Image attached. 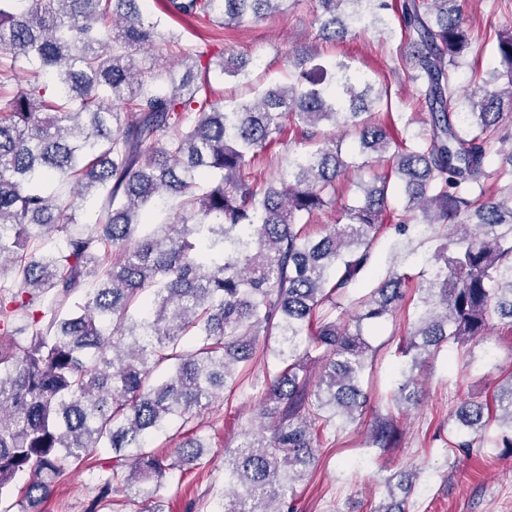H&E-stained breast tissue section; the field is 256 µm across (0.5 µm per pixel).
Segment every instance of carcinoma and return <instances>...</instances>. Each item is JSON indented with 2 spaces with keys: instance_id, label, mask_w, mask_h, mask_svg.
Listing matches in <instances>:
<instances>
[{
  "instance_id": "1",
  "label": "carcinoma",
  "mask_w": 512,
  "mask_h": 512,
  "mask_svg": "<svg viewBox=\"0 0 512 512\" xmlns=\"http://www.w3.org/2000/svg\"><path fill=\"white\" fill-rule=\"evenodd\" d=\"M140 0H0V52L35 65L33 83L0 106V503L22 494L42 512L57 481L112 467L85 512L127 502L165 512L164 479L210 447L194 426L216 399L255 387L249 362L272 361L254 409L257 431L224 449V512H297L293 488L317 467L320 439L359 421L377 349L362 336L410 303L395 353L391 403L419 404L414 371L445 347L473 359L498 320L512 328V169L489 185L492 144H512V29L496 34L503 71L458 80L475 42L456 0H402L395 55L428 112L399 134L373 120L391 110L343 60L297 55V73L245 102L215 98L210 74L249 79L243 58L207 55L163 35ZM285 0H165L169 16L224 28L263 21ZM318 37L393 36L387 0H317ZM177 50L142 73L133 52ZM422 128L410 129L415 123ZM387 159L360 183L347 223L314 237L303 217L336 204L350 167L343 140ZM288 138L311 148L262 177L263 154ZM395 187L405 207L390 209ZM174 220L153 223L159 202ZM422 227L415 275L377 262L387 229ZM186 430L171 456L149 439ZM397 416L374 417L369 445L397 448ZM444 443L512 448V371L483 401H466ZM416 469L386 479L379 512H409Z\"/></svg>"
}]
</instances>
